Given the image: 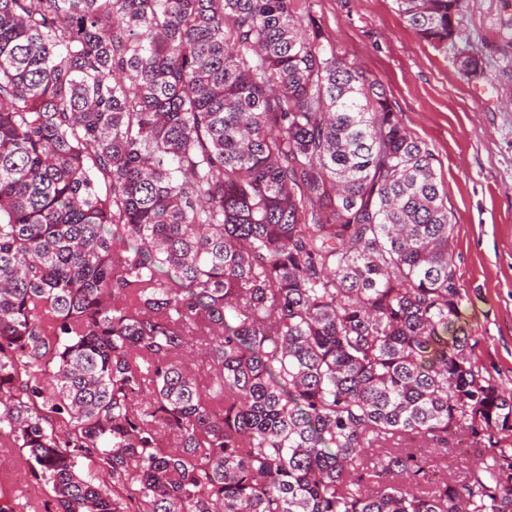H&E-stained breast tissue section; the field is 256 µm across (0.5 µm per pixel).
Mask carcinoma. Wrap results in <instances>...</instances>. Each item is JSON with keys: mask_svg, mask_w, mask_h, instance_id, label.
<instances>
[{"mask_svg": "<svg viewBox=\"0 0 512 512\" xmlns=\"http://www.w3.org/2000/svg\"><path fill=\"white\" fill-rule=\"evenodd\" d=\"M434 160L297 0H0V443L53 512H512V448L405 447L512 433ZM459 438L448 439V453L446 458V463H440L436 469V473L440 471V474L443 473V478L451 480H460L464 477L465 473L470 470V468L479 462L482 458L480 455L483 452L485 455L487 450H483L482 452L475 451V449H461L458 447ZM443 479V480H444Z\"/></svg>", "mask_w": 512, "mask_h": 512, "instance_id": "carcinoma-1", "label": "carcinoma"}]
</instances>
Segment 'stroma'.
<instances>
[{"mask_svg":"<svg viewBox=\"0 0 512 512\" xmlns=\"http://www.w3.org/2000/svg\"><path fill=\"white\" fill-rule=\"evenodd\" d=\"M308 3L325 37L385 86L407 132L433 152L455 216L461 320L491 382L512 392V0H466L444 51L415 34L395 0ZM464 54L478 59L476 72L462 70ZM0 459L20 503L49 501L23 451L0 447Z\"/></svg>","mask_w":512,"mask_h":512,"instance_id":"obj_1","label":"stroma"}]
</instances>
